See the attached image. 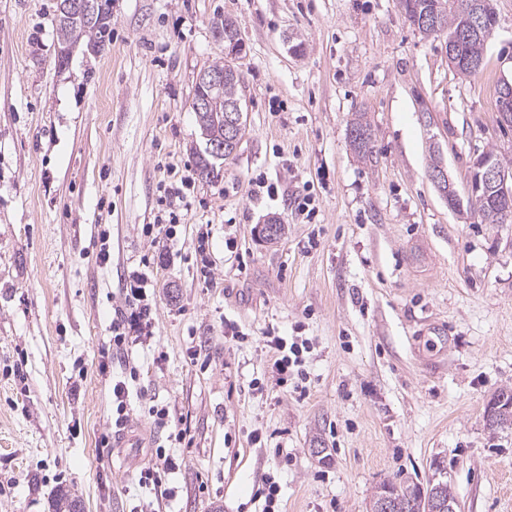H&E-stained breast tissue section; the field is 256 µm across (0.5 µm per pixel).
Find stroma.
<instances>
[{"mask_svg":"<svg viewBox=\"0 0 512 512\" xmlns=\"http://www.w3.org/2000/svg\"><path fill=\"white\" fill-rule=\"evenodd\" d=\"M56 0H0V512H261L271 474L283 512H369L385 480L426 483L443 462L457 512H512V429L485 407L512 390V224L449 208L430 178L438 147L466 194L474 159H512L496 87L512 79V0L473 76L448 65L396 0H112V41L57 61ZM236 19L244 137L221 178L198 176L190 108ZM372 160L348 137L355 113ZM263 174L275 197L254 194ZM189 175L177 236L159 247L164 186ZM311 193L307 220L289 204ZM285 226L267 242L269 216ZM210 233V269L191 245ZM110 259L100 263L101 235ZM233 248H226V239ZM149 264V349L100 370L128 273ZM243 331L224 335L225 322ZM307 340L309 394L281 385L261 339ZM128 426L112 436L126 360ZM168 405L189 433L149 416ZM263 437L261 445L250 440ZM177 467L146 490L156 448ZM370 123L365 113L358 112L349 124V140L354 151L362 158L373 154V140Z\"/></svg>","mask_w":512,"mask_h":512,"instance_id":"35a3bbf8","label":"stroma"}]
</instances>
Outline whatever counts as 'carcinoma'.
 Returning a JSON list of instances; mask_svg holds the SVG:
<instances>
[{"mask_svg":"<svg viewBox=\"0 0 512 512\" xmlns=\"http://www.w3.org/2000/svg\"><path fill=\"white\" fill-rule=\"evenodd\" d=\"M462 0H398L399 7L406 19L421 34L425 36H445L454 45L455 57L459 58L455 71L470 76L465 62L484 60L487 42L493 34L497 17L489 16L490 25L481 34L470 32V21L460 9ZM108 20L100 23L96 19L82 20L80 18L65 20L63 15L56 16L58 45L62 49L71 50L82 39L86 38L97 47L105 44L111 34V11H106ZM210 71L224 73V104L242 102L240 93L244 81L242 73L229 61H218L208 67ZM223 104L218 105V111H203L196 113L197 122L203 136H224L222 117ZM349 140L354 151L362 158L373 154V140L370 123L365 114L358 112L349 124ZM195 163L199 175L205 179L216 178L221 169L214 168L215 161L205 150L195 152ZM469 208L480 218L482 224H501L504 222L503 205L490 195L479 193L468 199ZM381 488L389 489L395 494L399 504V512H426V505L418 502L421 491H432L434 497L455 503V498L447 480L435 481L421 488L406 481L388 480ZM53 512H80L77 500L65 491H60L53 504Z\"/></svg>","mask_w":512,"mask_h":512,"instance_id":"carcinoma-1","label":"carcinoma"}]
</instances>
